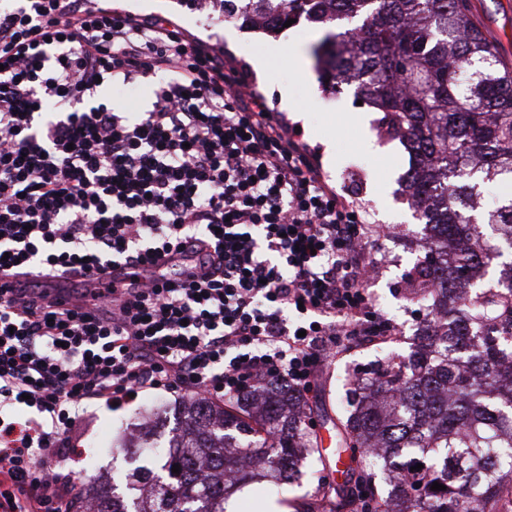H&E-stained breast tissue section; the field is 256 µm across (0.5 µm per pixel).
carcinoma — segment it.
I'll list each match as a JSON object with an SVG mask.
<instances>
[{
    "label": "carcinoma",
    "instance_id": "obj_1",
    "mask_svg": "<svg viewBox=\"0 0 512 512\" xmlns=\"http://www.w3.org/2000/svg\"><path fill=\"white\" fill-rule=\"evenodd\" d=\"M228 2L271 34L289 19L323 30L310 48L320 79L384 113L411 155L402 191L426 230L410 298L426 310L415 346L352 382L336 409V459L356 448L357 464L303 512H502L512 496V262L499 258L512 250V195L474 211L481 186L512 187V71L458 0ZM491 268L493 283L481 285ZM305 418L302 394L283 386L228 406L194 398L168 445L120 449L159 471L131 469L121 492L93 481L76 512H224L259 472L273 497L280 477H301L319 452Z\"/></svg>",
    "mask_w": 512,
    "mask_h": 512
}]
</instances>
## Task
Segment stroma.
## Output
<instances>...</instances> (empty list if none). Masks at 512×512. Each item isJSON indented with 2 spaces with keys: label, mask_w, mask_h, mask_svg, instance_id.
Returning <instances> with one entry per match:
<instances>
[{
  "label": "stroma",
  "mask_w": 512,
  "mask_h": 512,
  "mask_svg": "<svg viewBox=\"0 0 512 512\" xmlns=\"http://www.w3.org/2000/svg\"><path fill=\"white\" fill-rule=\"evenodd\" d=\"M112 6L133 15L170 20L216 45L224 55L225 67L243 75L246 89L261 97L288 128L300 129L329 183L348 193L350 201L364 211L368 224L392 231L391 237L368 252L369 260L381 269L368 289L384 314L398 324L399 335L371 348H352L319 368L315 389L305 400L307 426L317 435L320 454L307 458L304 477L280 484L291 492L295 505H302L315 497L320 484L331 479L328 464L336 459L334 422L344 383L384 355H405L423 316L404 289L406 275L424 255L423 226L401 191L410 156L399 141L383 134L382 113L355 105L353 88L336 93L321 83L309 59L318 33L309 24L302 22L282 33L269 34L243 27L237 20H225L218 12L189 10L180 0H112ZM470 7L473 21L500 59L512 67V0H470ZM257 57L267 62L265 75H258L252 65ZM298 57L305 60L300 70L294 66ZM178 402L177 396L151 392L117 411L90 403L80 424V446L98 447L102 453L91 461H65L63 469L75 471L81 483L92 478H121L126 463L123 454L114 450L116 441L151 422L155 441L167 444Z\"/></svg>",
  "instance_id": "stroma-1"
}]
</instances>
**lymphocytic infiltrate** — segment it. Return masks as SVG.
<instances>
[{"mask_svg":"<svg viewBox=\"0 0 512 512\" xmlns=\"http://www.w3.org/2000/svg\"><path fill=\"white\" fill-rule=\"evenodd\" d=\"M148 110L98 98L157 75ZM365 217L221 52L100 0L0 7V512H64L80 409L156 390L233 401L314 388L323 357L387 341ZM138 270L71 309L41 277Z\"/></svg>","mask_w":512,"mask_h":512,"instance_id":"obj_1","label":"lymphocytic infiltrate"}]
</instances>
